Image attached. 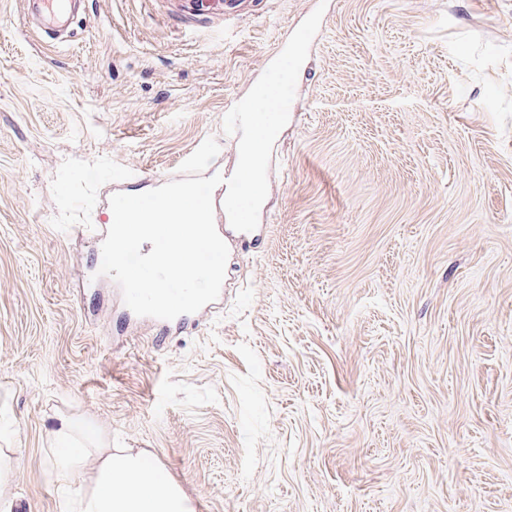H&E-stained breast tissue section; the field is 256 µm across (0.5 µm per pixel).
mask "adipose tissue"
Wrapping results in <instances>:
<instances>
[{"label":"adipose tissue","instance_id":"1","mask_svg":"<svg viewBox=\"0 0 512 512\" xmlns=\"http://www.w3.org/2000/svg\"><path fill=\"white\" fill-rule=\"evenodd\" d=\"M71 429L63 418L52 433L59 512H192L180 487L140 455L77 447Z\"/></svg>","mask_w":512,"mask_h":512}]
</instances>
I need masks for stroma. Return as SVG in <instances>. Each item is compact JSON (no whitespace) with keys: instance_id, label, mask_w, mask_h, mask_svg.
I'll return each instance as SVG.
<instances>
[{"instance_id":"stroma-1","label":"stroma","mask_w":512,"mask_h":512,"mask_svg":"<svg viewBox=\"0 0 512 512\" xmlns=\"http://www.w3.org/2000/svg\"><path fill=\"white\" fill-rule=\"evenodd\" d=\"M319 7L223 302L123 321L110 198L210 137L231 176L225 113ZM62 416L196 512H512V0H85L62 39L0 0L10 512H58ZM211 304L212 302L194 314H184L171 321L156 319L153 317L150 318H152L155 322L156 330L159 334H169L173 330L185 332L187 330H193L198 327L201 314L206 313Z\"/></svg>"}]
</instances>
